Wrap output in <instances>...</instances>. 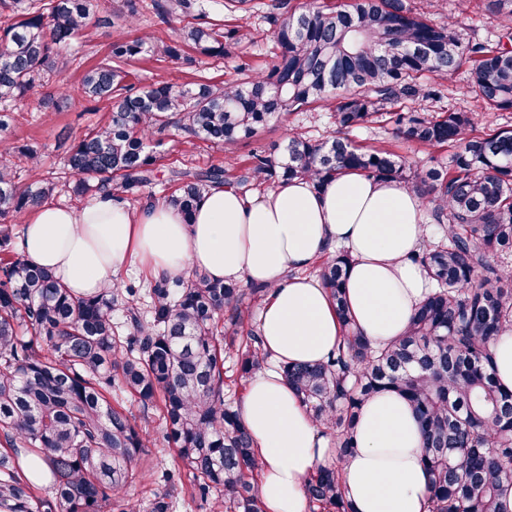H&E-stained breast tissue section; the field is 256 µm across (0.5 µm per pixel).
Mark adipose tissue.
Masks as SVG:
<instances>
[{
    "instance_id": "1",
    "label": "adipose tissue",
    "mask_w": 512,
    "mask_h": 512,
    "mask_svg": "<svg viewBox=\"0 0 512 512\" xmlns=\"http://www.w3.org/2000/svg\"><path fill=\"white\" fill-rule=\"evenodd\" d=\"M426 237L416 191L345 171L321 189L283 181L253 198L214 187L188 221L169 206L148 201L134 211L104 193L76 208L46 203L26 222L22 250L81 296L120 283L133 265L154 278L185 280L198 268L215 280L268 285L259 331L271 366L252 377L238 412L261 458L267 512H305L304 484L336 450L278 367L323 361L340 336L326 288L305 271L331 247L345 248L349 312L383 345L404 333L429 289L413 260ZM355 442L341 466L355 512H428L421 427L404 398L366 402Z\"/></svg>"
}]
</instances>
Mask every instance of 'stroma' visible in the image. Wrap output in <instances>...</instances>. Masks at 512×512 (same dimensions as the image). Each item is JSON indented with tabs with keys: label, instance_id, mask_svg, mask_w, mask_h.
Wrapping results in <instances>:
<instances>
[{
	"label": "stroma",
	"instance_id": "35a3bbf8",
	"mask_svg": "<svg viewBox=\"0 0 512 512\" xmlns=\"http://www.w3.org/2000/svg\"><path fill=\"white\" fill-rule=\"evenodd\" d=\"M141 9L135 24L123 21L127 11L125 0H97V15L106 20V27L100 28L98 37L90 43H76L73 46L80 60V68L69 71L64 82L72 99L66 108L59 111H43L38 106L37 97H30L27 105L17 114V121L8 133L7 139L19 145L38 148L44 156L45 170H52L62 161L69 147L62 140L63 132L78 133L89 125L99 123L102 115L90 111L81 93V77L84 69L91 67L96 60L106 55L113 35L119 34L135 38L150 32L157 43H172L178 36L183 22L179 19L162 21L154 8L156 0H138ZM485 0H437L432 14L434 19L452 18L464 40L496 43L503 33L502 18L491 15L484 7ZM207 21L217 25H249L254 33L253 42L242 44L232 50L230 56L221 61H213L188 51L185 59L173 61L157 54L136 61L133 70L137 78L149 83L157 77H164L174 83L189 81L191 77L206 75L217 80H242L245 71L258 70L271 62L274 53L272 27L265 19L272 10V0H255L250 13L229 11L224 0H203ZM443 98L440 102L445 109H465L473 111L478 130L489 131L500 126L512 125V112H492L479 109L473 93L469 91V70L460 68L442 81ZM296 128L309 138L324 140L331 137L334 125L329 113L297 112L262 130L250 142L224 152L223 148L198 143L195 148H185L184 134L175 128H167L155 134L150 148L158 159V177L149 189L154 200H161L168 186V170L181 164L206 168L221 165L226 169L228 179H235L252 151L263 150L272 157H280L287 128ZM110 402L114 408L132 413L135 417H148L155 441L142 455L140 466L147 471L145 482L130 487L125 495L132 503L144 502L153 492L163 490L164 473H171L179 489H187L189 480L179 470L175 450L164 438V424L157 411H143L129 396L113 392Z\"/></svg>",
	"mask_w": 512,
	"mask_h": 512
}]
</instances>
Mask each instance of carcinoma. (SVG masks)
I'll list each match as a JSON object with an SVG mask.
<instances>
[{
	"label": "carcinoma",
	"instance_id": "cac0c4a2",
	"mask_svg": "<svg viewBox=\"0 0 512 512\" xmlns=\"http://www.w3.org/2000/svg\"><path fill=\"white\" fill-rule=\"evenodd\" d=\"M191 8L190 0H164L158 14L170 19ZM487 9L511 22L494 45L463 42L454 22L435 23L408 0H312L270 16L274 60L242 84L200 77L142 85L125 64L154 50V37L118 35L81 80L85 100L94 112L106 110V120L73 137L59 170L44 176L42 155L27 146L0 149V251L7 254L0 261V512L173 509V487L143 506L124 501L125 489L143 477L138 461L153 439L148 421L112 408L114 388L145 411L161 405L166 438L200 502H213V512H266L252 438L224 401V349L235 351L245 378L267 367L260 336L243 328L251 302L266 300L269 288L196 270L185 281L151 283L144 308L132 283L78 296L25 260L13 225L63 191L79 201L139 193L157 177L149 142L172 124L229 149L304 109L333 112L336 135L319 142L290 128L282 161L255 150L232 182L221 166H175L166 204L188 219L212 187L245 194L257 183L293 178L319 186L355 170L412 185L438 226L413 257L431 290L406 333L381 348L348 311V251L336 248L316 262L341 339L320 363L280 367L337 448L335 461L305 483L309 507L353 512L339 468L355 448L360 407L391 391L407 399L421 426L428 512H502V486L512 484V391L495 379L490 344L512 330V128L475 133L472 113L433 109L443 94L424 81L468 64L477 103L512 110V0H487ZM100 27L94 0H0V134L10 132L35 87L70 69L71 43L90 41ZM253 39L246 25L202 21L161 54L178 60L188 46L222 58ZM377 122L416 147H454L450 164L413 168L387 148L350 139ZM118 310L127 335L113 322Z\"/></svg>",
	"mask_w": 512,
	"mask_h": 512
}]
</instances>
